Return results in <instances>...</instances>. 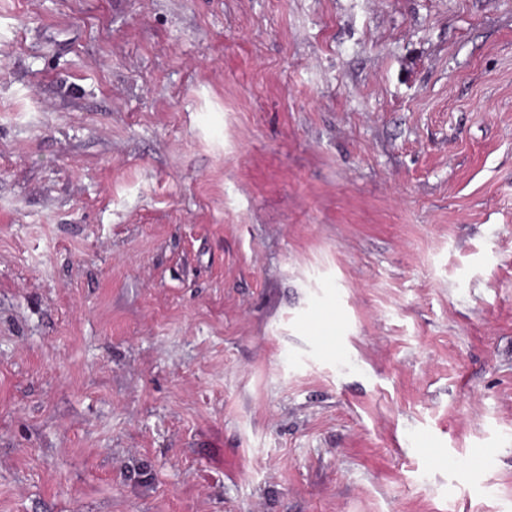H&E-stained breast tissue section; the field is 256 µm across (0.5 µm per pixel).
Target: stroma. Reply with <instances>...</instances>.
I'll return each instance as SVG.
<instances>
[{
	"instance_id": "stroma-1",
	"label": "stroma",
	"mask_w": 512,
	"mask_h": 512,
	"mask_svg": "<svg viewBox=\"0 0 512 512\" xmlns=\"http://www.w3.org/2000/svg\"><path fill=\"white\" fill-rule=\"evenodd\" d=\"M0 512H512V0H0Z\"/></svg>"
}]
</instances>
